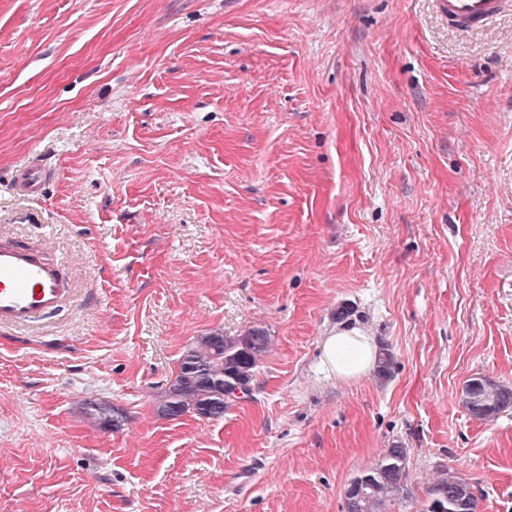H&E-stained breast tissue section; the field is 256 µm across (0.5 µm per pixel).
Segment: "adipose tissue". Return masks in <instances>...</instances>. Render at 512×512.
Returning <instances> with one entry per match:
<instances>
[{
	"label": "adipose tissue",
	"mask_w": 512,
	"mask_h": 512,
	"mask_svg": "<svg viewBox=\"0 0 512 512\" xmlns=\"http://www.w3.org/2000/svg\"><path fill=\"white\" fill-rule=\"evenodd\" d=\"M378 356L375 341L355 326L336 329L320 345L321 365L342 381H356L374 373Z\"/></svg>",
	"instance_id": "1"
}]
</instances>
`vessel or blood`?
I'll return each mask as SVG.
<instances>
[{"label":"vessel or blood","instance_id":"1","mask_svg":"<svg viewBox=\"0 0 512 512\" xmlns=\"http://www.w3.org/2000/svg\"><path fill=\"white\" fill-rule=\"evenodd\" d=\"M506 0H437L449 25L472 29L497 15ZM51 172L42 161L18 170L13 191L21 197L39 195ZM76 294L72 277L51 256L48 245L0 236V331L19 330L57 315Z\"/></svg>","mask_w":512,"mask_h":512}]
</instances>
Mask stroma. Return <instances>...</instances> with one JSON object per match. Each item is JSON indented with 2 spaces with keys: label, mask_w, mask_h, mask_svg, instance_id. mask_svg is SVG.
I'll list each match as a JSON object with an SVG mask.
<instances>
[{
  "label": "stroma",
  "mask_w": 512,
  "mask_h": 512,
  "mask_svg": "<svg viewBox=\"0 0 512 512\" xmlns=\"http://www.w3.org/2000/svg\"><path fill=\"white\" fill-rule=\"evenodd\" d=\"M36 156L39 197L8 189ZM0 234L50 242L77 296L0 332V512H344L408 450L512 512V9L433 0H0ZM394 356L323 372L336 310ZM264 329L219 419L159 402L197 337ZM106 401L110 431L81 407ZM448 17V24L459 29L483 25L497 15L508 0H436ZM461 401L472 417L490 420L512 408V386L486 376L473 377L464 384Z\"/></svg>",
  "instance_id": "1"
}]
</instances>
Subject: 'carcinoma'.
Returning <instances> with one entry per match:
<instances>
[{
  "label": "carcinoma",
  "instance_id": "obj_1",
  "mask_svg": "<svg viewBox=\"0 0 512 512\" xmlns=\"http://www.w3.org/2000/svg\"><path fill=\"white\" fill-rule=\"evenodd\" d=\"M270 350V338L260 328H250L238 336L210 333L189 346L179 362L175 378L164 392L159 411L176 418L196 413L218 419L237 400L235 389L250 392V383L258 363ZM395 370L389 350L379 352L376 374L382 381ZM461 401L468 413L490 420L512 408V386L486 376L466 381ZM82 414L98 423L112 415V429L118 430L126 419L123 410H96L87 402ZM408 449L395 445L386 449L371 468L353 479L346 492V512H390L392 503L407 492ZM478 500L470 482L460 472H445L427 490L424 512H477Z\"/></svg>",
  "mask_w": 512,
  "mask_h": 512
}]
</instances>
